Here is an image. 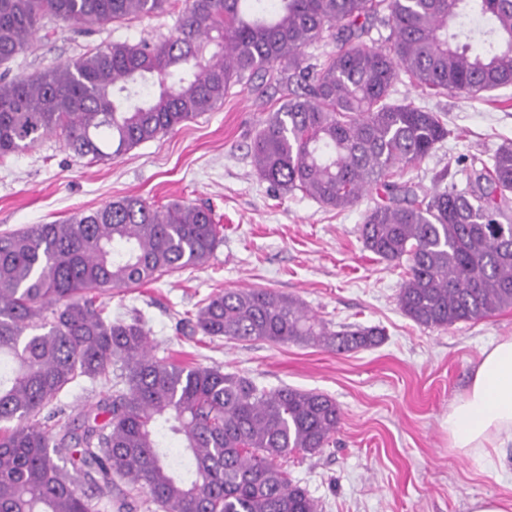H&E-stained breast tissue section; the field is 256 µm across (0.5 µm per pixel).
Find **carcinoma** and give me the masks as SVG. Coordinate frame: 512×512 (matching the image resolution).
<instances>
[{"label": "carcinoma", "mask_w": 512, "mask_h": 512, "mask_svg": "<svg viewBox=\"0 0 512 512\" xmlns=\"http://www.w3.org/2000/svg\"><path fill=\"white\" fill-rule=\"evenodd\" d=\"M165 3L0 0V66L49 21L110 23ZM374 21L390 34L369 46L361 36ZM327 41L336 50L306 62L305 49ZM246 74L279 92L251 146L271 187L338 212L370 187L388 194L359 232L367 250L404 266V315L446 329L512 308V144L461 156L465 187L420 194L394 177L448 126L392 99L403 76L429 95L482 101L512 85V0H189L157 42H114L34 77L1 74L0 158L56 133L79 160L117 159L223 104ZM221 239L210 209L139 196L0 232V512H317L282 460L330 444L334 399L158 360L144 316L113 319L101 301L204 264ZM179 324L338 353L383 336L333 330L269 289L216 292ZM84 380L111 393L72 417L61 395Z\"/></svg>", "instance_id": "cac0c4a2"}]
</instances>
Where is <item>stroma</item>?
Segmentation results:
<instances>
[{
	"label": "stroma",
	"mask_w": 512,
	"mask_h": 512,
	"mask_svg": "<svg viewBox=\"0 0 512 512\" xmlns=\"http://www.w3.org/2000/svg\"><path fill=\"white\" fill-rule=\"evenodd\" d=\"M185 0L160 12L106 25H49L7 65L31 76L115 42L158 41L174 32ZM395 98L438 113L448 138L403 180L420 190L436 179L462 182L456 160L512 142V86L496 104L458 95L429 96L409 81ZM276 108L261 80L234 85L222 106L180 124L122 157L92 164L76 159L50 134L0 159V231L62 221L106 201L139 196L158 206L180 200L211 206L223 240L203 265L113 291L104 302L115 318L140 310L152 354L217 367L268 388L327 394L341 409L338 430L313 456L289 454L282 465L308 489L319 512H469L475 498L512 497V465L494 469L448 447L443 421L470 384L482 351L512 336V309L448 329H425L397 305L403 269L366 250L359 227L380 200L371 190L353 208H322L300 192L277 193L256 172L250 147ZM268 288L298 298L332 329L376 326L377 347L337 354L320 347L237 342L178 331L224 289Z\"/></svg>",
	"instance_id": "1"
}]
</instances>
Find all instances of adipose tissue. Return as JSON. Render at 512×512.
<instances>
[{"label": "adipose tissue", "instance_id": "obj_1", "mask_svg": "<svg viewBox=\"0 0 512 512\" xmlns=\"http://www.w3.org/2000/svg\"><path fill=\"white\" fill-rule=\"evenodd\" d=\"M448 446L503 464L512 445V336L485 349L467 392L448 408Z\"/></svg>", "mask_w": 512, "mask_h": 512}]
</instances>
